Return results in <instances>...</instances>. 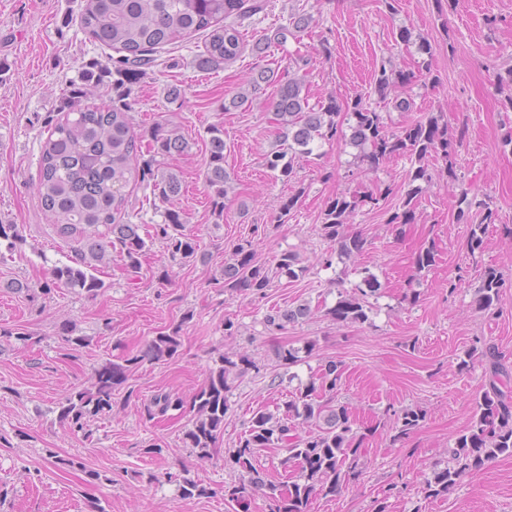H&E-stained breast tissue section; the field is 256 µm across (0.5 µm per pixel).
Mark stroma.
Instances as JSON below:
<instances>
[{
  "label": "stroma",
  "instance_id": "obj_1",
  "mask_svg": "<svg viewBox=\"0 0 512 512\" xmlns=\"http://www.w3.org/2000/svg\"><path fill=\"white\" fill-rule=\"evenodd\" d=\"M82 0H0V224L17 225L15 247L0 241V326L33 336L23 344L0 343V485L8 495L0 512H244L225 501L224 486L243 480L230 456L252 415L281 416L285 404L316 378L326 361L344 372L336 395L364 433L358 476L336 496L314 498L311 512H512V457L463 473L447 496L425 498L423 479L446 463L457 437L470 425L474 402L488 378L485 365L462 367L476 340L494 344L512 371V112L490 85L493 73L512 68V0H267L264 12L246 20L248 46L234 63L200 65L204 36L155 52L153 68L137 80L114 74L86 84L90 63L108 64L110 49L88 40L76 18ZM310 16L307 29L250 51L271 27L288 26L295 14ZM407 30L409 41L398 33ZM434 47L421 52L422 41ZM329 55H322V46ZM305 57L307 69L295 61ZM405 70L410 84L392 89L411 108L396 111L372 92L379 66ZM303 80L310 105L328 97H363L384 115L386 131L429 115H443L449 136H461L457 175L430 161L433 179L415 205L414 223L395 227L390 215L401 205L411 164L395 157L373 169L340 120L341 138L315 140L311 156L297 157L291 180L265 165L267 154L285 148L272 108L276 85L238 109L224 104L248 88L258 71ZM84 90L82 105L128 104L134 129L144 134L166 121L189 143L166 163L183 185L178 204L188 216L202 258L170 261L159 241L148 244L139 270L120 254L99 265L104 287L96 298L68 288L42 294L54 267L66 264L71 243L58 236L54 217L36 193L40 148L47 122L59 118L69 90ZM178 97H169L171 88ZM224 129V167L231 177L224 216L216 218L204 181L208 129ZM489 197L498 214L482 249L469 253V227L457 222L453 205L462 189ZM300 193L296 211L279 222L283 200ZM370 195L380 207L360 206L347 220L349 234L365 239L361 252L338 256L321 234L328 203L336 196ZM251 240L255 258L275 267L285 251L303 269L298 280L275 278L265 297L224 288V266L235 244ZM433 248L431 267L418 269L416 254ZM505 280L494 314L481 312L475 293L488 270ZM381 288L369 297V320L340 324L328 316L340 293L356 294L363 271ZM30 283L16 291L12 282ZM417 299H410V292ZM311 307L306 319L281 331L267 330L271 308ZM232 334H225L226 322ZM179 327L182 346L166 360L143 362L112 392L111 411L91 417V438L71 432L59 418L65 397L91 387L96 369L123 362L159 333ZM79 336L83 345L68 343ZM282 343L300 349L298 362L277 359ZM312 352H305L306 344ZM249 358L246 370L228 376L224 432L211 459L200 460L185 443L192 415L169 410L164 421L143 416L151 397L165 391L189 398L205 383L218 355ZM422 410L424 420L397 438L395 414ZM163 454L148 455L153 445ZM54 449L61 462L45 459ZM82 458L87 470L65 466ZM97 471L99 479L88 476ZM189 477L206 493L182 499L179 482ZM396 485L384 496L387 485Z\"/></svg>",
  "mask_w": 512,
  "mask_h": 512
}]
</instances>
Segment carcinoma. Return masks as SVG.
Wrapping results in <instances>:
<instances>
[{
    "label": "carcinoma",
    "mask_w": 512,
    "mask_h": 512,
    "mask_svg": "<svg viewBox=\"0 0 512 512\" xmlns=\"http://www.w3.org/2000/svg\"><path fill=\"white\" fill-rule=\"evenodd\" d=\"M264 6V0H86L79 25L90 41L122 53L117 73L132 80L151 65L152 52L156 49L178 44L200 32L206 34L203 64L217 67L234 61L244 51L245 44L239 28L228 19L257 13ZM289 25L300 31L309 25V17L294 16ZM290 30L268 29L253 44L252 52L261 55L271 46L285 42ZM411 78L409 73L383 65L374 73V93L384 100L393 88ZM83 94L78 87L70 90L63 102V116L50 124L42 146L38 198L42 208L56 216L58 233L71 240L73 246L70 263L54 267L50 280L41 284L40 290L48 295L54 288H77L93 299L99 295L103 283L92 271L106 263L111 250L119 249L126 265L136 269L147 247L145 238L139 234L140 225L131 221L125 191L145 176L134 165L144 147L157 165L154 190L167 203L162 212L163 223L153 225L149 237L160 240L173 260L190 262L197 259L198 252L193 239L185 233L186 213L174 204L182 191L181 180L164 166L170 154L187 149V142L176 128L156 123L149 129L145 144L131 125L128 105L86 108L78 104ZM273 106L280 124L288 130L291 143L288 150L268 155L266 165L279 172L284 181L293 174V155L313 154L310 144L317 138L329 141L340 136L336 117L342 111L353 120L350 125L353 143L371 147L364 154L370 167L377 168L394 156L415 158L418 166L409 174L402 210L389 217L390 224L412 223L417 198L423 192L422 184L431 181L425 166L427 158H441L448 175H456L455 149L463 135L449 139L448 124L441 115H432L389 134L382 113L367 106L362 97L350 101L332 97L315 109L303 95L302 81L298 79L279 84ZM209 134L205 181L213 211L222 218L224 195L230 184V175L224 169V130L214 125L209 128ZM367 201L379 205L377 197L340 195L324 213L323 236L338 244L343 253L364 248L362 235L347 233L346 219ZM457 208V217L470 224L467 245L473 254L482 248L489 225L496 223V211L489 200L476 193L471 195L467 189L462 192ZM298 264L295 253L283 252L277 260V273L296 278ZM273 280L270 270L255 261L252 242L239 240L234 245L232 262L224 265V289L264 296L273 287ZM501 288L498 272L491 270L484 275L476 298L482 311L489 313L496 308ZM366 308L360 299L341 295L328 315L336 322L363 324L368 320ZM309 314V307L303 304L288 310L272 308L264 315V324L283 330ZM180 347L177 326L153 337L141 353L124 359V363L104 364L96 371L91 388L66 397L60 419L72 432L90 436L86 432L87 418L112 410L113 386L125 382L127 374L143 361L173 358ZM476 356L488 363L489 387L476 399L470 427L457 438L450 460L425 478L423 490L427 498L447 495L462 472L482 469L500 456L512 455V402L502 390L507 373L495 348L475 346L468 358ZM236 367L237 362L219 355L209 368L203 387L189 400L168 392L158 393L145 404L146 417L151 421L160 419L172 408L188 406L193 418L186 432L187 446L197 450L199 458H211V451L224 431L228 375ZM341 377V365L329 361L321 368L318 378L285 403L284 417L275 419L262 411L253 415L232 454V462L248 474L247 483L224 490L229 501L237 503L242 512H248L250 488L262 491L265 499L273 502L271 512H309L313 496H335L345 479L356 472L360 437L353 430L354 421L348 409L336 399ZM423 418L420 410H403L396 418L398 434H409ZM304 424L310 430L299 437L296 430ZM282 444L288 446L285 462L294 463L298 470L295 479L285 487L267 479L255 466L260 451ZM45 452L54 465L63 464L93 480L100 479L98 472L86 469L80 460L58 459L50 448Z\"/></svg>",
    "instance_id": "1"
}]
</instances>
